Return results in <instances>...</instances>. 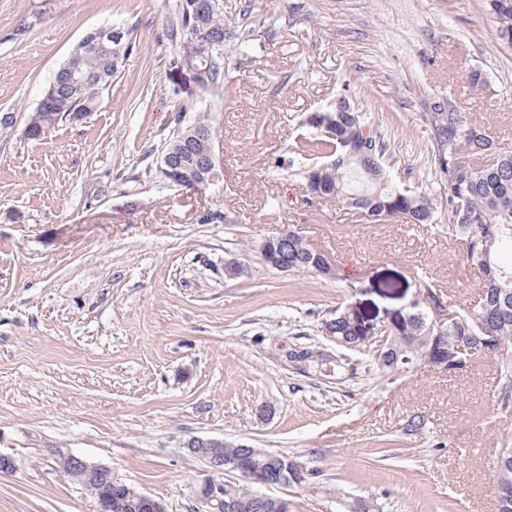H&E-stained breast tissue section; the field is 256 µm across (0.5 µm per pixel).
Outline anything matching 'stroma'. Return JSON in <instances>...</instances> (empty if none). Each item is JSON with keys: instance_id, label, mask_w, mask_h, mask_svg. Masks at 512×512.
<instances>
[{"instance_id": "1", "label": "stroma", "mask_w": 512, "mask_h": 512, "mask_svg": "<svg viewBox=\"0 0 512 512\" xmlns=\"http://www.w3.org/2000/svg\"><path fill=\"white\" fill-rule=\"evenodd\" d=\"M172 3L0 0V113L16 117L0 148V454L15 463L0 472V512H96L60 449L166 512H201L211 470L187 450L193 437L317 470V488H266L289 512H347L357 499L374 512H496L491 467L512 444V414L495 406L499 357L452 376L389 373L321 331L336 309L380 318L428 285L443 304L477 301L482 277L446 230L428 114L454 102L512 149V47L484 0H223L229 93L209 103L223 163L203 193L159 173L195 88L191 70L169 66ZM105 25L133 28L136 49L98 107L27 139L54 72ZM474 70L485 87L470 85ZM341 97L387 134L394 183L438 196L436 223L377 222L294 176L300 122ZM213 212L226 222L202 223ZM285 230L342 277L266 267L262 243ZM234 260L247 273L225 278ZM303 345L348 370L297 369L289 354ZM414 415L424 429L404 434Z\"/></svg>"}]
</instances>
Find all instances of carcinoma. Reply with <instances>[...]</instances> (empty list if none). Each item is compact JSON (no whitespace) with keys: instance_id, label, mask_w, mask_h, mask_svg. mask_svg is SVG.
Segmentation results:
<instances>
[{"instance_id":"cac0c4a2","label":"carcinoma","mask_w":512,"mask_h":512,"mask_svg":"<svg viewBox=\"0 0 512 512\" xmlns=\"http://www.w3.org/2000/svg\"><path fill=\"white\" fill-rule=\"evenodd\" d=\"M206 2L176 0L168 25L175 55L199 69L196 79L201 99L226 95L224 12L208 9ZM486 6L494 19L495 36L511 47L512 0H486ZM133 47L128 29L104 42L96 32L87 33L46 87L32 112L34 125L25 137L41 140L44 131L92 111ZM349 105L350 112H338L331 105L309 113L301 124L302 132L294 138L293 154L309 194L359 209L376 221L395 217L412 224L434 223V199L394 185L387 174L393 157L387 136L358 105L352 101ZM189 111L195 117L172 133L160 156V174L166 181V171L171 168L189 174L210 163L212 141L202 137L213 133L209 113L195 103ZM428 118L434 131L436 178L448 202V235L463 244L468 263L482 274L483 286L475 308L452 305L448 320L437 326L431 320V307L438 306L437 295L430 285H424L430 303L394 317L381 332L383 347L372 343L376 359L390 372L406 368L402 363L405 357L435 369L437 355L449 356L462 345L469 364L512 345V151L496 147L494 137L470 123L451 102L448 111L430 112ZM279 256L287 262L290 275L336 276V270L324 266L318 250L298 233ZM323 324L324 332L366 346L358 341L366 335L359 314L338 311ZM497 406L512 412V362L499 364ZM224 458L239 461L245 470L260 468L272 482L283 475L267 466L259 448L249 453L230 444L224 448ZM281 459L302 473L298 486L314 487L317 472L296 458L283 455ZM493 481L512 486V452L494 462ZM256 486L258 483L249 479L238 484L228 481L224 499L236 500L239 512H280L274 504L256 505Z\"/></svg>"}]
</instances>
